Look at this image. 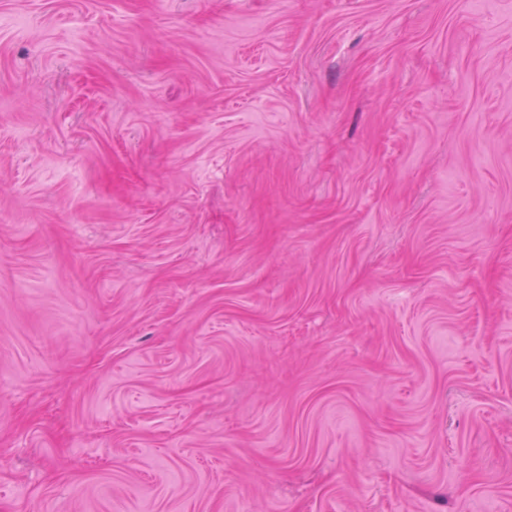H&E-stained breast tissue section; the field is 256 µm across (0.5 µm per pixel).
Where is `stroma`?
<instances>
[{"label":"stroma","mask_w":512,"mask_h":512,"mask_svg":"<svg viewBox=\"0 0 512 512\" xmlns=\"http://www.w3.org/2000/svg\"><path fill=\"white\" fill-rule=\"evenodd\" d=\"M0 512H512V0H0Z\"/></svg>","instance_id":"35a3bbf8"}]
</instances>
